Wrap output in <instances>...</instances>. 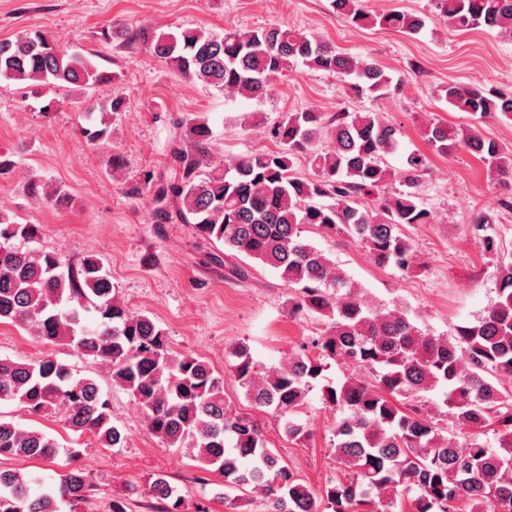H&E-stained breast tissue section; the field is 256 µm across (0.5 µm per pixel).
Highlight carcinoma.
<instances>
[{
    "mask_svg": "<svg viewBox=\"0 0 512 512\" xmlns=\"http://www.w3.org/2000/svg\"><path fill=\"white\" fill-rule=\"evenodd\" d=\"M434 8L456 31L480 27L512 35V0H433ZM338 17L352 25L418 34L423 15L392 10L371 13L359 0H331ZM105 41H142L148 52L187 79L233 97L263 98L271 81L302 64L342 78L348 90L373 99L390 93L393 77L377 63L350 56L326 42L283 24L256 29L202 28L177 34L123 27L102 33ZM0 78L44 92L73 87L83 93L110 85L119 74L101 69L88 55L41 33L0 39ZM448 106L473 116L512 121V93L481 85L450 82L443 89ZM123 109V99L98 103L100 124L86 130L94 146L106 145L111 131L105 116ZM324 135L327 149L313 148ZM186 135L194 145L171 151L168 176L147 175L157 224H189L195 236L273 268L294 292L291 312L327 319L318 354H295L274 368H263L250 348L231 350V370L250 404L275 417L295 440L308 436L299 420L307 394L323 378L327 361H348L368 376H351L322 387V401L335 414L336 462L351 471L347 481L329 480L312 492L271 448L247 414L224 395V376L207 361L178 353L153 316L132 311L113 293L112 279L94 255L72 266L53 252L31 247L40 240L39 224H20L0 210V321L22 326L45 345H66L109 370L112 384L125 390L142 413L148 433L164 448L192 454L206 471L224 477V487L258 490L266 512H361L374 499L384 512H512V262L500 261L497 301L474 323L455 334L433 336L417 326L406 306L368 303L354 284L321 250L303 237L314 227L328 237H347L381 265L407 271L416 259L403 227L430 223L431 213L417 197L427 165L419 152L406 155L399 170L387 157L401 131L376 112L313 109L286 114L275 127L272 150L253 151L230 166H213L205 154L212 136L208 120H189ZM424 135L442 154L464 148L505 173L512 155L473 128L432 123ZM308 159L314 177L294 168ZM398 178L402 190L376 206L363 196ZM43 194L54 206L68 203L59 189ZM19 240L24 246H17ZM100 318L93 328L85 314ZM438 393L453 423L472 435L457 445L448 427L423 411L428 394ZM15 401L35 415L57 417L78 436L90 435L103 448H122L126 435L112 422L109 400L98 382L79 377L51 354L36 360L0 358V402ZM488 431L498 447L478 441ZM75 460L78 448L0 417V458L59 455ZM96 483L77 467L61 475L57 488H44L18 471H0V512H70L84 505ZM145 495L160 512H182L183 498L168 479L148 481Z\"/></svg>",
    "mask_w": 512,
    "mask_h": 512,
    "instance_id": "1",
    "label": "carcinoma"
}]
</instances>
